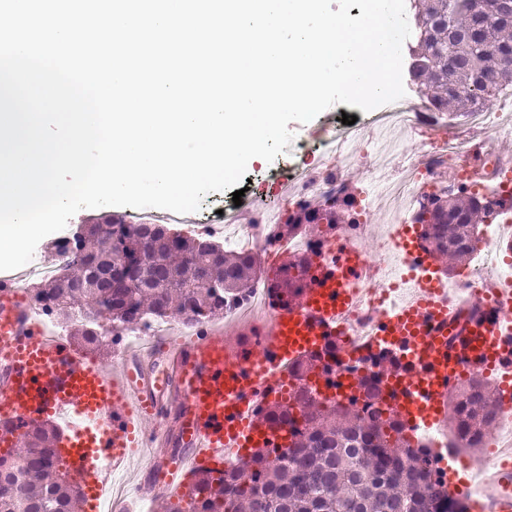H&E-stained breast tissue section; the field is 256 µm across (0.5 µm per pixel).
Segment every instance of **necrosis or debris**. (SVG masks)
Masks as SVG:
<instances>
[{
	"label": "necrosis or debris",
	"instance_id": "obj_1",
	"mask_svg": "<svg viewBox=\"0 0 512 512\" xmlns=\"http://www.w3.org/2000/svg\"><path fill=\"white\" fill-rule=\"evenodd\" d=\"M470 152L468 142L449 133L436 113L418 108L406 96L372 110L367 122L324 131L319 146L294 135L288 147L292 160L288 176L276 180L277 191L265 209L253 212L247 220L241 209L229 206L223 223L195 227L199 234L221 237L225 245L244 250L256 263L258 273L246 306L225 309V317L235 319L243 309L260 317L267 315L271 303L266 295V274L280 252L318 257L332 247L328 237L304 233L279 236L276 226L283 212L335 196L356 180L360 192L356 222L345 229L348 242L357 247L364 236L374 235V250L387 261L373 264L377 285L363 292L342 341L350 347L370 336L373 322L408 297L419 275L413 258L395 243V226L411 223L416 205L423 195L434 191L441 172L466 180ZM380 201L386 205L387 216L382 225L376 222ZM511 223L512 213L493 216L478 240V264L457 276L456 289L477 295L486 279L512 280V264L503 260V227ZM410 441L413 447L435 449L442 457L451 451L461 452L468 439L455 424L418 429Z\"/></svg>",
	"mask_w": 512,
	"mask_h": 512
}]
</instances>
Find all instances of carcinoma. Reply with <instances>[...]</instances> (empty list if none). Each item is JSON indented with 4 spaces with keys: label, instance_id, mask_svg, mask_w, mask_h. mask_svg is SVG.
I'll return each instance as SVG.
<instances>
[{
    "label": "carcinoma",
    "instance_id": "obj_1",
    "mask_svg": "<svg viewBox=\"0 0 512 512\" xmlns=\"http://www.w3.org/2000/svg\"><path fill=\"white\" fill-rule=\"evenodd\" d=\"M415 36L407 51L417 67L421 97L439 112H473L477 97L512 87V11L498 0H409ZM326 200L311 209L289 211L281 221L286 235L309 228L321 234L356 223L355 197ZM462 186L449 196L432 193L415 214L424 225L425 250L444 262L452 254L472 255L468 227L484 224L495 211L512 209V197L495 207ZM52 257L64 256L65 273L44 281L33 294L38 308L62 313L84 347L99 346L89 318L112 312L122 325L137 326L168 316L193 325L224 315V305L249 297L256 277L254 259L212 239L184 235L165 224L114 221L81 224L70 238L52 240ZM312 267L309 256L278 266L272 275L279 301L298 295ZM215 288H196L199 282ZM336 360V340L296 370L325 376ZM384 375L370 373L359 387L365 416L341 411L312 393L298 406L267 412L272 433L287 444L259 448L245 464L214 481L196 477L187 507L169 512H455L434 477L435 462L403 435V424L381 404ZM459 425L471 435L498 414L476 380L460 390ZM55 438L41 426L30 428L23 445L0 452V512H77L80 492L61 472L64 461Z\"/></svg>",
    "mask_w": 512,
    "mask_h": 512
}]
</instances>
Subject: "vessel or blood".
Here are the masks:
<instances>
[{"mask_svg":"<svg viewBox=\"0 0 512 512\" xmlns=\"http://www.w3.org/2000/svg\"><path fill=\"white\" fill-rule=\"evenodd\" d=\"M420 268L410 297L377 327L378 334L390 329L401 336L412 357L398 372L403 383L392 412L414 425L450 424V395L467 374L495 378L499 410L512 413V355L502 344L512 334V285L486 280L478 302L450 291L434 260ZM366 278L362 251L347 245L333 267L314 262L301 295L274 304L261 324L247 326L244 339L212 322L188 338L167 334L119 346L117 363L108 364L70 337L48 332L29 292L0 275V423L16 443L29 425L57 422L60 453L87 489L89 505L135 456L137 499L178 501L201 469L217 478L249 449L273 446L262 412L284 403L293 387L273 365L310 357L321 337L335 335L354 313L357 286ZM425 373L437 395L410 410L411 385ZM496 455L474 512H512V447ZM476 464L472 453L450 456L448 499L470 498L465 473Z\"/></svg>","mask_w":512,"mask_h":512,"instance_id":"obj_1","label":"vessel or blood"}]
</instances>
